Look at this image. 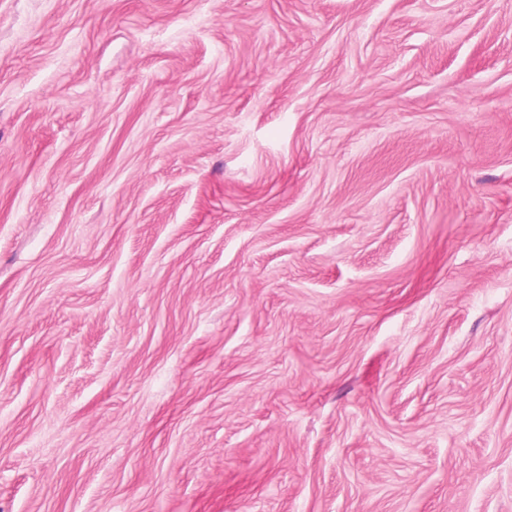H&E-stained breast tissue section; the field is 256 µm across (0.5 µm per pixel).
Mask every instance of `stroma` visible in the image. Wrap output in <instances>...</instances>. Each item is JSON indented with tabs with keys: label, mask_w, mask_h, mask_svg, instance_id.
I'll return each mask as SVG.
<instances>
[{
	"label": "stroma",
	"mask_w": 512,
	"mask_h": 512,
	"mask_svg": "<svg viewBox=\"0 0 512 512\" xmlns=\"http://www.w3.org/2000/svg\"><path fill=\"white\" fill-rule=\"evenodd\" d=\"M0 512H512V0H0Z\"/></svg>",
	"instance_id": "35a3bbf8"
}]
</instances>
